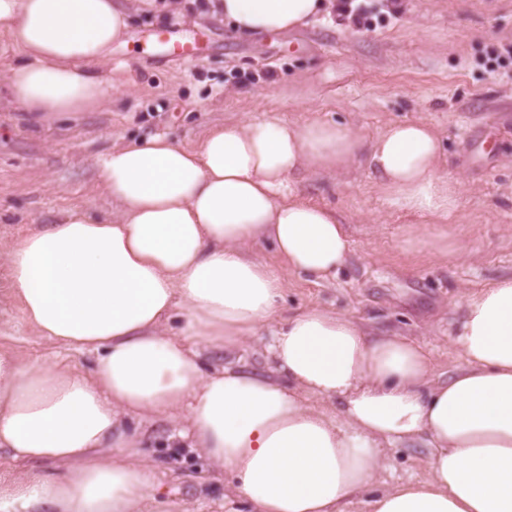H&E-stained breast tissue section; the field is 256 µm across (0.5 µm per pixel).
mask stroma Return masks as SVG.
Here are the masks:
<instances>
[{
  "mask_svg": "<svg viewBox=\"0 0 512 512\" xmlns=\"http://www.w3.org/2000/svg\"><path fill=\"white\" fill-rule=\"evenodd\" d=\"M364 23L338 15L279 34L240 35L211 14L205 0L188 20L148 8L130 14L125 43L112 47V97L90 112L48 117L19 111L0 85V239L55 223L93 203L111 212L98 158L116 145L162 134L199 147L226 121L279 116L345 124L364 137L392 121L421 118L443 135L442 165L461 181V210L448 233L462 245L456 258L403 245L420 217L388 209L365 158L329 176L295 177L310 202L335 210L352 241L348 262L330 281L289 276L280 312L321 305L360 320L372 334L396 333L425 344L432 374L447 379L463 365L449 330L462 294L512 276V76L490 71L512 52V0H376ZM174 30L197 41L195 63L146 50L155 32ZM9 271L0 261V349L31 361L88 372L93 357L60 350L36 336L6 299ZM205 370L237 362L266 370L262 345L240 351L200 348ZM142 458L158 460L156 495L143 512H250L223 472L195 448H173L172 426L142 421ZM424 440L385 449V468L348 512H367L372 494L423 475Z\"/></svg>",
  "mask_w": 512,
  "mask_h": 512,
  "instance_id": "1",
  "label": "stroma"
}]
</instances>
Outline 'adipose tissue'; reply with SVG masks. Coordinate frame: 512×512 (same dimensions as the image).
<instances>
[{"instance_id":"adipose-tissue-1","label":"adipose tissue","mask_w":512,"mask_h":512,"mask_svg":"<svg viewBox=\"0 0 512 512\" xmlns=\"http://www.w3.org/2000/svg\"><path fill=\"white\" fill-rule=\"evenodd\" d=\"M207 6L238 33L268 34L336 0ZM128 27L119 0H0V36L19 57L4 76L14 102L45 115L100 107ZM362 155L388 205L437 223L460 208L441 135L421 119L367 139L273 116L214 126L196 149L156 135L101 155L111 213L74 207L4 254L26 322L95 360L85 375L0 350V450L36 464L0 482V512H141L154 468L136 462L127 416L170 421L171 447L201 449L252 512H348L383 449L422 436L426 476L379 492L369 512H512V276L463 295L451 335L465 365L438 383L414 339L319 305L279 311L286 274L327 281L352 246L295 174L333 175ZM257 242L282 268L250 255ZM264 335L272 374L198 359L197 346Z\"/></svg>"}]
</instances>
